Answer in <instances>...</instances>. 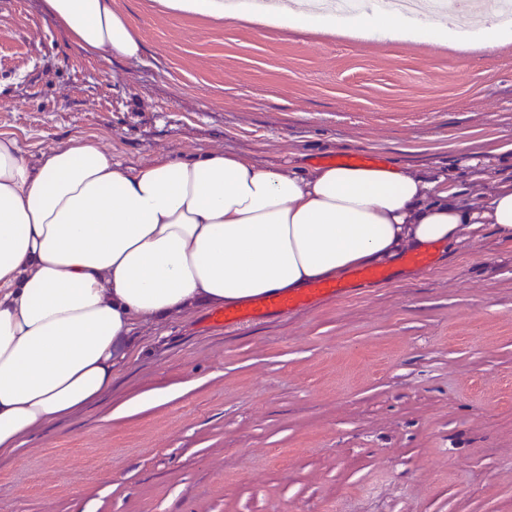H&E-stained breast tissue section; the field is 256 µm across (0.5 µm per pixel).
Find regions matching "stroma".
I'll list each match as a JSON object with an SVG mask.
<instances>
[{
    "mask_svg": "<svg viewBox=\"0 0 512 512\" xmlns=\"http://www.w3.org/2000/svg\"><path fill=\"white\" fill-rule=\"evenodd\" d=\"M0 0V135L126 166L200 150L298 173L368 152L455 199L512 186V42L457 52L215 23L112 0L137 60L80 52ZM479 158L476 166L468 157ZM234 330L137 324L112 386L0 458V512H512V237Z\"/></svg>",
    "mask_w": 512,
    "mask_h": 512,
    "instance_id": "stroma-1",
    "label": "stroma"
}]
</instances>
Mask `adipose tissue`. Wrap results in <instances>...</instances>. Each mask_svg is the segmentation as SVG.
<instances>
[{"mask_svg": "<svg viewBox=\"0 0 512 512\" xmlns=\"http://www.w3.org/2000/svg\"><path fill=\"white\" fill-rule=\"evenodd\" d=\"M215 22L317 29L380 43L457 51L512 41L495 16L475 21L458 0L411 11L343 15L332 0H161ZM45 20L86 55L136 60L144 43L112 0H44ZM512 236V188L486 204L448 199L444 179L388 167L329 164L305 174L220 151L128 167L71 139L29 161L0 137V456L112 385L134 326L201 304L250 298L390 265L466 230Z\"/></svg>", "mask_w": 512, "mask_h": 512, "instance_id": "adipose-tissue-1", "label": "adipose tissue"}]
</instances>
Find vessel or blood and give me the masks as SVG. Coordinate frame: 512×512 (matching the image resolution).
Returning <instances> with one entry per match:
<instances>
[{
  "mask_svg": "<svg viewBox=\"0 0 512 512\" xmlns=\"http://www.w3.org/2000/svg\"><path fill=\"white\" fill-rule=\"evenodd\" d=\"M392 277V272L384 268H360L349 280H319L301 290L255 297L247 303L225 307L216 312L213 319L225 327L237 328L271 315L307 309L324 299L348 296L355 283L371 287L389 282Z\"/></svg>",
  "mask_w": 512,
  "mask_h": 512,
  "instance_id": "b4317fda",
  "label": "vessel or blood"
}]
</instances>
